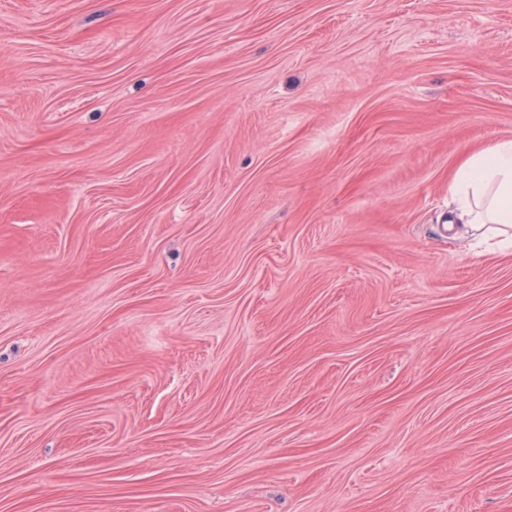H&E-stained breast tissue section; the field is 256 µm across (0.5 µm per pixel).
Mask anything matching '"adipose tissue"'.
<instances>
[{
  "label": "adipose tissue",
  "mask_w": 512,
  "mask_h": 512,
  "mask_svg": "<svg viewBox=\"0 0 512 512\" xmlns=\"http://www.w3.org/2000/svg\"><path fill=\"white\" fill-rule=\"evenodd\" d=\"M448 194L453 222L486 232L497 251H512V137L469 154L454 170Z\"/></svg>",
  "instance_id": "obj_1"
}]
</instances>
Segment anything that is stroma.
I'll use <instances>...</instances> for the list:
<instances>
[{
	"instance_id": "35a3bbf8",
	"label": "stroma",
	"mask_w": 512,
	"mask_h": 512,
	"mask_svg": "<svg viewBox=\"0 0 512 512\" xmlns=\"http://www.w3.org/2000/svg\"><path fill=\"white\" fill-rule=\"evenodd\" d=\"M512 0H0V512H512ZM449 224H464L512 250V137H499L472 152L454 170L448 187ZM488 235H490L488 237Z\"/></svg>"
}]
</instances>
